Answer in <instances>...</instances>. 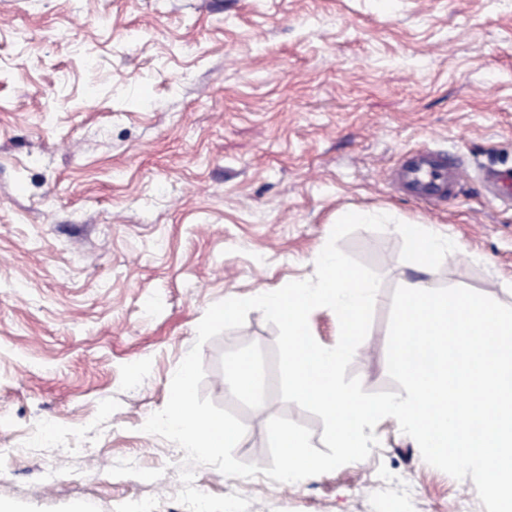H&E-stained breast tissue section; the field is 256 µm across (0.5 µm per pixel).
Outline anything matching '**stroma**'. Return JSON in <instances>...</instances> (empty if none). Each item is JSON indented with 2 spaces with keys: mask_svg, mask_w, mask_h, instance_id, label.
<instances>
[{
  "mask_svg": "<svg viewBox=\"0 0 512 512\" xmlns=\"http://www.w3.org/2000/svg\"><path fill=\"white\" fill-rule=\"evenodd\" d=\"M468 177L425 208L387 182L413 148ZM512 167V0H0V503L10 512H185L184 453L143 432L208 307L313 277L346 211L451 239L436 269L392 228L339 241L381 278L348 375L387 372L395 287H466L512 306V208L479 178ZM263 313L202 347L200 393L236 414L234 455L271 466L266 425L323 423L279 397ZM235 354L261 398L224 383ZM362 461L297 483L195 469L248 512H486L394 418ZM62 479L45 480L46 465ZM404 472L412 494L379 491Z\"/></svg>",
  "mask_w": 512,
  "mask_h": 512,
  "instance_id": "1",
  "label": "stroma"
}]
</instances>
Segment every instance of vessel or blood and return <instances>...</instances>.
<instances>
[{
	"label": "vessel or blood",
	"mask_w": 512,
	"mask_h": 512,
	"mask_svg": "<svg viewBox=\"0 0 512 512\" xmlns=\"http://www.w3.org/2000/svg\"><path fill=\"white\" fill-rule=\"evenodd\" d=\"M464 174L457 155L429 147L405 152L389 172L390 186L428 206L438 205L454 195ZM491 199L512 203V173L489 171Z\"/></svg>",
	"instance_id": "obj_1"
}]
</instances>
